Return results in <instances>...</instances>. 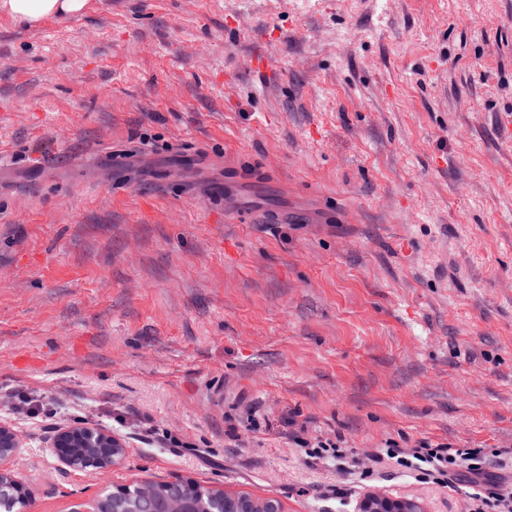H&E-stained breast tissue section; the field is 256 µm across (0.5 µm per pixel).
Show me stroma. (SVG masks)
I'll return each mask as SVG.
<instances>
[{"label": "stroma", "instance_id": "stroma-1", "mask_svg": "<svg viewBox=\"0 0 512 512\" xmlns=\"http://www.w3.org/2000/svg\"><path fill=\"white\" fill-rule=\"evenodd\" d=\"M14 391L126 450L64 469L55 432L0 409L25 512L175 479L283 512L371 491L471 512L462 481L369 461L422 443L482 449L512 493V0L0 16Z\"/></svg>", "mask_w": 512, "mask_h": 512}]
</instances>
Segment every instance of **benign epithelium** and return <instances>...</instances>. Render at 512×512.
I'll return each instance as SVG.
<instances>
[{
  "mask_svg": "<svg viewBox=\"0 0 512 512\" xmlns=\"http://www.w3.org/2000/svg\"><path fill=\"white\" fill-rule=\"evenodd\" d=\"M81 438L89 441L90 453L86 459L78 460L63 452V449L71 447V441ZM20 448L22 444L18 436L12 430L0 426V477L10 475V470L7 468L8 460ZM52 452L61 464L79 471L109 470L125 455V449L116 438L90 428L80 431L70 428L61 431L52 445ZM136 490L141 498L138 512H191L192 510L190 503L177 498L165 505H158L152 499L151 489L147 484L137 486ZM358 512H426V510L420 502L413 499H397L371 492L360 502Z\"/></svg>",
  "mask_w": 512,
  "mask_h": 512,
  "instance_id": "obj_1",
  "label": "benign epithelium"
}]
</instances>
